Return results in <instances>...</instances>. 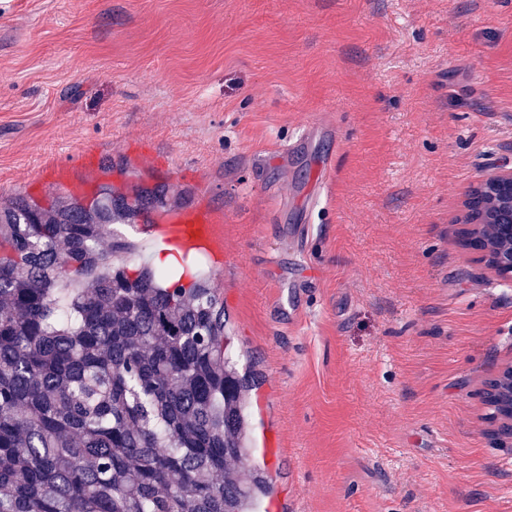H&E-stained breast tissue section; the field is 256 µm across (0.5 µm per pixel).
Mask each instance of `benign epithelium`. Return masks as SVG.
<instances>
[{
	"instance_id": "benign-epithelium-1",
	"label": "benign epithelium",
	"mask_w": 512,
	"mask_h": 512,
	"mask_svg": "<svg viewBox=\"0 0 512 512\" xmlns=\"http://www.w3.org/2000/svg\"><path fill=\"white\" fill-rule=\"evenodd\" d=\"M454 223L463 245L497 277L512 281V166L480 177L464 193ZM483 400L494 409L492 436L512 445V365L486 382Z\"/></svg>"
}]
</instances>
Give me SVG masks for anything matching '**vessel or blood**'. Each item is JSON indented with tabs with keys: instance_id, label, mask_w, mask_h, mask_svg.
<instances>
[{
	"instance_id": "obj_1",
	"label": "vessel or blood",
	"mask_w": 512,
	"mask_h": 512,
	"mask_svg": "<svg viewBox=\"0 0 512 512\" xmlns=\"http://www.w3.org/2000/svg\"><path fill=\"white\" fill-rule=\"evenodd\" d=\"M217 222L211 209L199 207L155 217L153 229L157 243L182 260L213 252L218 245Z\"/></svg>"
}]
</instances>
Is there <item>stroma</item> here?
<instances>
[{"label":"stroma","mask_w":512,"mask_h":512,"mask_svg":"<svg viewBox=\"0 0 512 512\" xmlns=\"http://www.w3.org/2000/svg\"><path fill=\"white\" fill-rule=\"evenodd\" d=\"M506 161L512 0H0V205L162 185L217 214L191 272L277 512H512L482 398L512 283L453 222ZM321 162L320 202L283 205ZM110 232L157 264L144 218Z\"/></svg>","instance_id":"stroma-1"}]
</instances>
